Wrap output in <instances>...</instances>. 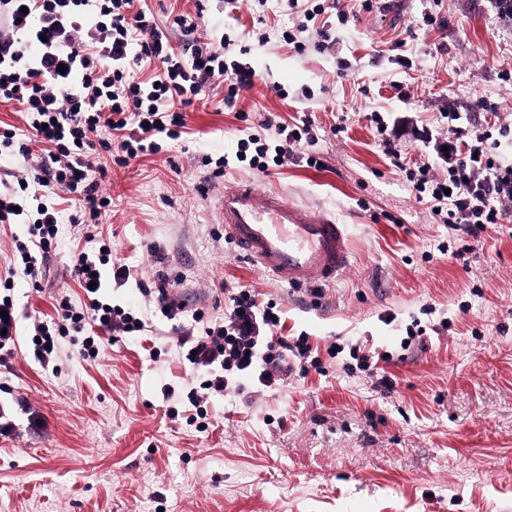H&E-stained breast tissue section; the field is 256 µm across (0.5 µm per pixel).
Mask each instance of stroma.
Instances as JSON below:
<instances>
[{"instance_id":"1","label":"stroma","mask_w":512,"mask_h":512,"mask_svg":"<svg viewBox=\"0 0 512 512\" xmlns=\"http://www.w3.org/2000/svg\"><path fill=\"white\" fill-rule=\"evenodd\" d=\"M376 4L369 13L360 0H206L201 40H230L233 56L247 47L259 74L238 111L214 90L186 108L187 139L127 168L101 153L111 206L100 224L74 227L75 203L63 201L39 290L14 275L20 314H53L56 293L82 295L70 273L76 247L103 235L112 260L179 278L189 309L223 315L238 282L276 301L312 342L338 347L326 375L212 399L215 425L198 432L186 423L191 381L170 321L135 282L109 284L104 297L148 320L162 353L150 360L126 338L89 363L63 336L53 369L24 351L0 366V403L26 400L46 423L0 437V512H512V226L487 227L466 262L443 258L438 245L460 243L405 174L427 157L446 169L437 150L449 113L471 128L512 126V21L496 0ZM313 6L294 52L282 34ZM374 113L405 124L401 167L378 148ZM269 114L311 116L324 168L263 175L242 163L212 178L202 156H234L249 122ZM239 181L345 225L348 268L291 287L243 256L219 219L225 187ZM443 320L447 330L433 333ZM417 323L431 331L426 349L403 350ZM357 345L390 355L392 390L346 373Z\"/></svg>"}]
</instances>
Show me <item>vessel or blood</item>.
Instances as JSON below:
<instances>
[{"instance_id":"obj_1","label":"vessel or blood","mask_w":512,"mask_h":512,"mask_svg":"<svg viewBox=\"0 0 512 512\" xmlns=\"http://www.w3.org/2000/svg\"><path fill=\"white\" fill-rule=\"evenodd\" d=\"M219 211L225 237L289 286L333 280L350 263L345 225L280 192L239 185L225 190Z\"/></svg>"}]
</instances>
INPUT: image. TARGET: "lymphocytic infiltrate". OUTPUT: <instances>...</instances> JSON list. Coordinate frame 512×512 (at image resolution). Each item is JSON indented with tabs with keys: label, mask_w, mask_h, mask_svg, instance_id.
Masks as SVG:
<instances>
[{
	"label": "lymphocytic infiltrate",
	"mask_w": 512,
	"mask_h": 512,
	"mask_svg": "<svg viewBox=\"0 0 512 512\" xmlns=\"http://www.w3.org/2000/svg\"><path fill=\"white\" fill-rule=\"evenodd\" d=\"M169 30L136 9L135 0H0V103L19 106L29 119L26 133L0 129V155L35 161L20 190L0 192V224H25L27 240L15 248L30 282L57 248L60 212L56 190L78 194V221L98 223L106 212L98 192L95 149L109 152L121 167L161 151L163 139L181 137L184 107L204 99L215 86L224 88V107L235 110L255 85L256 70L227 55L222 47L193 45L182 58L171 45ZM147 80L137 73L145 66ZM459 113H449L454 127L448 138L445 173L434 162L420 161L407 174L418 200L437 209L470 252L491 224L512 221L503 204L512 201V161L501 155L502 137L512 128L469 131L459 127ZM260 133L238 144L236 159L260 173L299 161L321 168L310 149L316 138L309 117L294 122L267 116ZM273 131L272 139L262 131ZM110 260L102 249H81L71 258V275L84 294L81 305L69 296L56 298L53 314L28 330L33 354L48 367L57 339L81 336L80 355L94 361L112 340L144 338L148 324L121 306L101 298L103 268ZM224 316L204 320L194 312L193 328L182 331L177 345L192 370L205 372V384L190 390L194 407L188 425L206 419L208 399L223 396L243 382L270 388L282 376L322 370L324 358H336V346L314 345L306 333H285V320L274 301H257L253 289L239 286Z\"/></svg>",
	"instance_id": "lymphocytic-infiltrate-1"
}]
</instances>
